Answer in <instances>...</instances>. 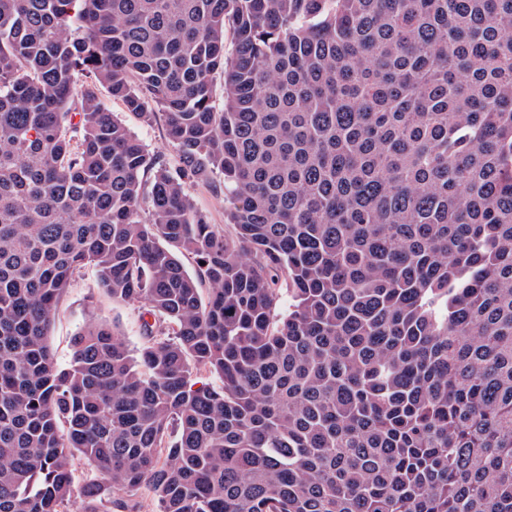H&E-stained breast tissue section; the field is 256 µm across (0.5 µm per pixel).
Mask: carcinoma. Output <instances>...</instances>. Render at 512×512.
Returning a JSON list of instances; mask_svg holds the SVG:
<instances>
[{
	"label": "carcinoma",
	"mask_w": 512,
	"mask_h": 512,
	"mask_svg": "<svg viewBox=\"0 0 512 512\" xmlns=\"http://www.w3.org/2000/svg\"><path fill=\"white\" fill-rule=\"evenodd\" d=\"M86 265L145 341L91 323L61 367ZM144 485L512 512V0H0V512ZM102 100L106 106L132 130L144 142L147 149L153 154H159L166 160L173 162L174 153L171 145L168 142L165 132L163 119H157L151 125L141 123L136 116L130 112H125L122 105L118 102L112 101V98L103 91ZM187 188L197 206L209 215L210 223L224 229V196L217 197L208 187L195 183H189Z\"/></svg>",
	"instance_id": "obj_1"
}]
</instances>
